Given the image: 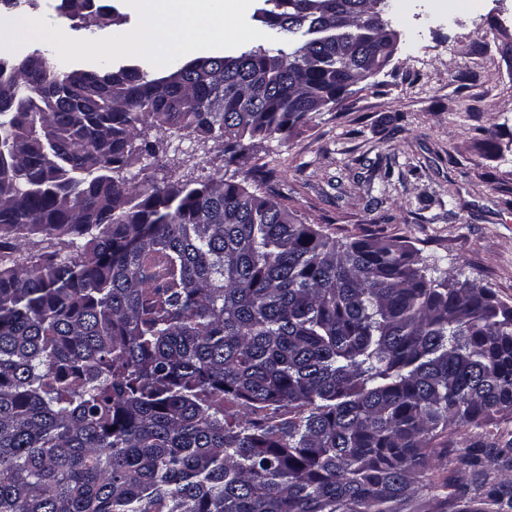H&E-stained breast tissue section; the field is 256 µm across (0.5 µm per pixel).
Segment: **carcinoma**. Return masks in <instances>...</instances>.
Returning a JSON list of instances; mask_svg holds the SVG:
<instances>
[{"label": "carcinoma", "mask_w": 512, "mask_h": 512, "mask_svg": "<svg viewBox=\"0 0 512 512\" xmlns=\"http://www.w3.org/2000/svg\"><path fill=\"white\" fill-rule=\"evenodd\" d=\"M261 2L292 50L0 66V512H512V432L463 437L512 421V305L261 174L123 176L141 126L286 140L368 65L371 0Z\"/></svg>", "instance_id": "1"}]
</instances>
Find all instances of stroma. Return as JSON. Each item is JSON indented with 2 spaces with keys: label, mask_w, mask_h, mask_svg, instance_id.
Listing matches in <instances>:
<instances>
[{
  "label": "stroma",
  "mask_w": 512,
  "mask_h": 512,
  "mask_svg": "<svg viewBox=\"0 0 512 512\" xmlns=\"http://www.w3.org/2000/svg\"><path fill=\"white\" fill-rule=\"evenodd\" d=\"M111 25L36 0L74 38L131 30L125 0ZM480 13L435 16L429 0H390L398 48L388 65L351 87L282 141L252 140L229 155L220 138L147 130L156 156L128 167L177 182L211 178L253 188L263 169L302 222L342 241L400 237L430 265L491 288L512 305V0H482Z\"/></svg>",
  "instance_id": "35a3bbf8"
}]
</instances>
